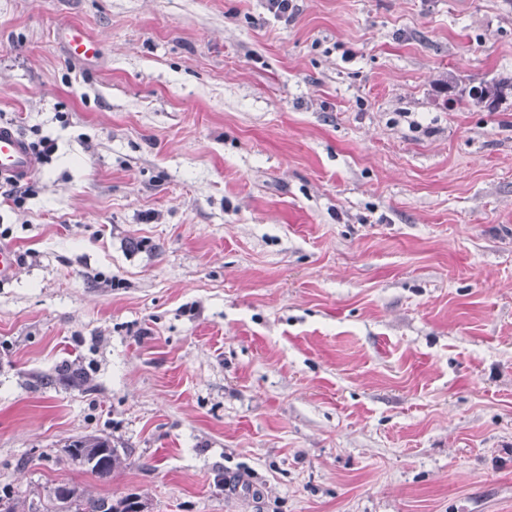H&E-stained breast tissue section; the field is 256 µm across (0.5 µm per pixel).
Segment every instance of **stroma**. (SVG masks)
<instances>
[{"label":"stroma","mask_w":512,"mask_h":512,"mask_svg":"<svg viewBox=\"0 0 512 512\" xmlns=\"http://www.w3.org/2000/svg\"><path fill=\"white\" fill-rule=\"evenodd\" d=\"M502 77L512 0H0V114L55 147L0 194V489L512 512ZM66 52L72 58L87 62L99 56V42L90 37L80 26L66 25L57 32ZM512 90V78L492 80L474 87L471 90V97L479 104L485 103L488 109H493L501 98H503L505 91ZM98 450L106 452L99 457L94 464H90L92 458L98 454ZM68 460L86 467V470L99 480L107 481L112 474L122 467L125 459L121 457L118 448L112 447L109 439L88 435L73 440L65 449Z\"/></svg>","instance_id":"obj_1"}]
</instances>
